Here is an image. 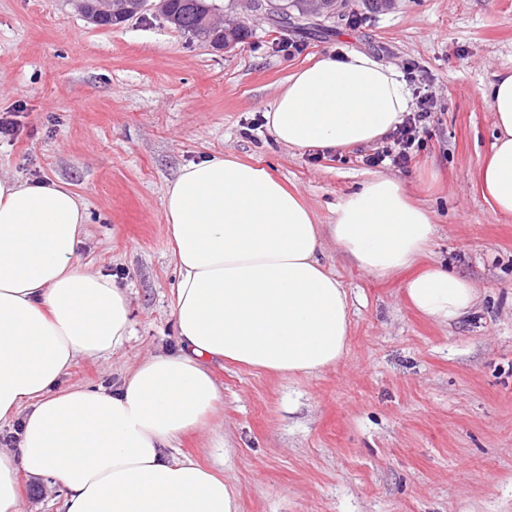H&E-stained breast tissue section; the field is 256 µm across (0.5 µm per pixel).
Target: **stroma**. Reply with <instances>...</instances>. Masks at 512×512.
<instances>
[{
    "mask_svg": "<svg viewBox=\"0 0 512 512\" xmlns=\"http://www.w3.org/2000/svg\"><path fill=\"white\" fill-rule=\"evenodd\" d=\"M344 11L314 35L255 18L227 53L158 17L101 27L71 0H0V115L14 123L0 134V175L69 184L89 215L80 264L119 275L132 298L131 340L78 361L66 382L109 388L175 349L164 194L184 165L260 164L333 223L370 178L363 159L376 145L293 149L260 119L326 51L411 64L433 120L411 164L381 172L434 214L422 265L447 262L474 283L476 306L435 323L407 301L414 269L375 278L324 237L321 259L349 298L344 357L295 376L214 362L224 403L175 456L222 472L240 512H512V214L479 182L495 144L488 89L512 69V0H394L379 12L347 0ZM289 38L300 53L282 52Z\"/></svg>",
    "mask_w": 512,
    "mask_h": 512,
    "instance_id": "35a3bbf8",
    "label": "stroma"
}]
</instances>
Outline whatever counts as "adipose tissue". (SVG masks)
Masks as SVG:
<instances>
[{
	"label": "adipose tissue",
	"mask_w": 512,
	"mask_h": 512,
	"mask_svg": "<svg viewBox=\"0 0 512 512\" xmlns=\"http://www.w3.org/2000/svg\"><path fill=\"white\" fill-rule=\"evenodd\" d=\"M494 151L483 190L512 214V69L490 87ZM411 108L395 68L365 53H323L294 71L266 125L279 144L357 148L391 132ZM164 213L177 261L176 349L150 355L113 388L66 384L81 359L127 343L132 301L116 277L82 266L85 203L68 184L0 176V512H22V477L49 480L64 512H239L222 473L172 456L220 401L217 360L279 375L336 365L349 339L348 296L320 256L330 235L377 278L429 249L431 212L402 184L375 175L321 228L314 211L267 168L235 156L185 165ZM414 308L438 323L478 300L467 279L434 264L412 277Z\"/></svg>",
	"instance_id": "1"
}]
</instances>
